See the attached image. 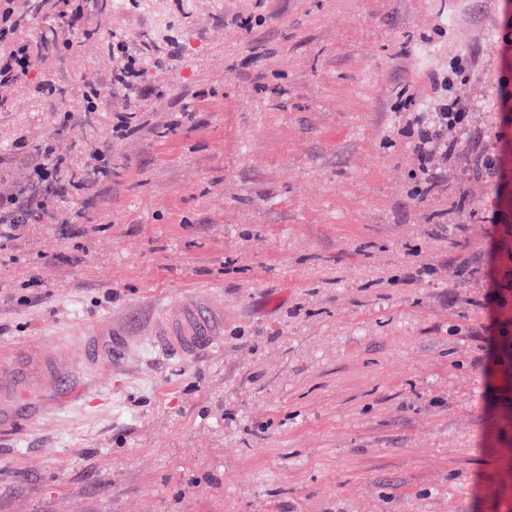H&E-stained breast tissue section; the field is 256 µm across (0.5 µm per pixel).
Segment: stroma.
Here are the masks:
<instances>
[{
    "label": "stroma",
    "mask_w": 512,
    "mask_h": 512,
    "mask_svg": "<svg viewBox=\"0 0 512 512\" xmlns=\"http://www.w3.org/2000/svg\"><path fill=\"white\" fill-rule=\"evenodd\" d=\"M71 50L37 20L34 81L97 85L95 29L151 39L141 130H70L110 173L44 189L0 250V364L69 373L0 427V512H512V182L474 165L427 190L411 115L431 79L470 112L468 157L505 154L512 0H125ZM41 94L0 89V196L57 138ZM221 308L194 359L150 345L178 301ZM131 344L92 363L85 330Z\"/></svg>",
    "instance_id": "1"
}]
</instances>
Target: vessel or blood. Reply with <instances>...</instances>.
I'll list each match as a JSON object with an SVG mask.
<instances>
[{
    "mask_svg": "<svg viewBox=\"0 0 512 512\" xmlns=\"http://www.w3.org/2000/svg\"><path fill=\"white\" fill-rule=\"evenodd\" d=\"M213 314L209 307L197 300L184 301L171 315L161 317L154 325L151 341L153 346L165 353L194 355L209 347L215 340L211 322ZM90 334L91 358L109 360L113 346L126 343L124 331L109 322L94 326ZM66 363L59 362L51 367L37 366L28 373H21L19 365L0 368V400L15 401L26 395L32 387L63 376Z\"/></svg>",
    "mask_w": 512,
    "mask_h": 512,
    "instance_id": "b4317fda",
    "label": "vessel or blood"
}]
</instances>
